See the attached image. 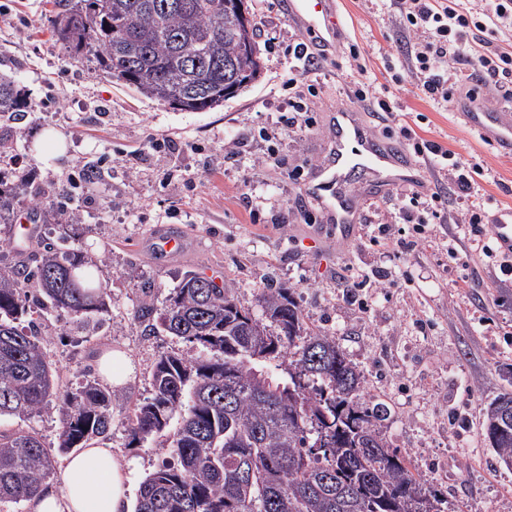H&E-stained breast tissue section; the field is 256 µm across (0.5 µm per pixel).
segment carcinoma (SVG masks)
<instances>
[{
    "label": "carcinoma",
    "instance_id": "cac0c4a2",
    "mask_svg": "<svg viewBox=\"0 0 512 512\" xmlns=\"http://www.w3.org/2000/svg\"><path fill=\"white\" fill-rule=\"evenodd\" d=\"M53 35L69 55H91L109 77L173 109H214L260 70L254 34L238 31L246 0H59ZM27 103L0 78V113L18 117ZM24 183L3 187L0 224ZM82 218L68 215L60 244L36 265L0 268V418L55 410L59 448H83L112 430L123 395L96 380L60 390L39 336L48 307L80 320L108 312V294L92 257L61 246ZM185 273L157 307L144 300L142 334L164 332L212 358L164 355L151 393L128 414L136 442L162 436L174 461L142 482L134 512H443L430 480L411 472L387 445L381 402L362 396L363 373L326 333H309L286 286L267 289L262 317L241 305L233 287ZM250 336L269 341L264 360L288 359V381L255 367ZM489 405L484 440L512 466V432L496 436ZM53 462L37 436L0 432V506L40 493Z\"/></svg>",
    "mask_w": 512,
    "mask_h": 512
}]
</instances>
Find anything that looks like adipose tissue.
Masks as SVG:
<instances>
[{"label":"adipose tissue","instance_id":"obj_1","mask_svg":"<svg viewBox=\"0 0 512 512\" xmlns=\"http://www.w3.org/2000/svg\"><path fill=\"white\" fill-rule=\"evenodd\" d=\"M133 480V461L90 445L65 462L32 512H128Z\"/></svg>","mask_w":512,"mask_h":512}]
</instances>
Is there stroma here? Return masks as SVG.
<instances>
[{
    "label": "stroma",
    "mask_w": 512,
    "mask_h": 512,
    "mask_svg": "<svg viewBox=\"0 0 512 512\" xmlns=\"http://www.w3.org/2000/svg\"><path fill=\"white\" fill-rule=\"evenodd\" d=\"M55 0H0V76L27 100L23 119L0 117V175L24 176L27 193L17 213L80 209L84 222L68 242L98 260L97 275L111 310L86 326L64 311L47 315L42 332L48 361L63 388L96 378L102 354L128 353L134 375L114 410L109 445L138 460L145 479L170 459L161 442H131L126 415L148 397L160 356L193 354L166 334L143 336L132 317L137 304H162L179 276L195 271L233 285L243 306L261 314L268 285L290 287L309 329L335 336L364 375L366 397L387 405L382 424L390 447L408 456L438 491L443 512H512V468L484 442L490 402L512 390V273L486 264L451 224L387 219L402 246L384 245L373 206L355 237L324 232L322 212L301 192L326 153L331 113L354 108L345 95L401 66L406 43L382 0H334L341 36L325 47L306 36L287 0H253L262 70L222 106L186 112L159 104L103 73L92 57H72L52 34ZM305 44L318 60L316 76L302 75L291 49ZM367 72L348 67L350 50ZM316 93L318 110L303 133L280 124L289 100ZM397 117L362 119L374 134L401 143L423 178L422 201L438 197L451 210L456 197L438 167L412 153L401 125L475 164V210L483 224L512 208V157L471 134L456 120L457 105L434 107L410 82H388L384 94ZM64 138L65 152L43 158L41 135ZM95 167L97 179L77 182ZM178 227L185 250L157 255L158 227ZM36 433L56 465L57 416L4 418L0 431Z\"/></svg>",
    "instance_id": "35a3bbf8"
}]
</instances>
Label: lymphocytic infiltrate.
Wrapping results in <instances>:
<instances>
[{
    "instance_id": "1",
    "label": "lymphocytic infiltrate",
    "mask_w": 512,
    "mask_h": 512,
    "mask_svg": "<svg viewBox=\"0 0 512 512\" xmlns=\"http://www.w3.org/2000/svg\"><path fill=\"white\" fill-rule=\"evenodd\" d=\"M408 39L405 72L439 105L495 107L502 80L512 77V0H390Z\"/></svg>"
}]
</instances>
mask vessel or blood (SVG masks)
Listing matches in <instances>:
<instances>
[{"label":"vessel or blood","instance_id":"obj_1","mask_svg":"<svg viewBox=\"0 0 512 512\" xmlns=\"http://www.w3.org/2000/svg\"><path fill=\"white\" fill-rule=\"evenodd\" d=\"M288 11L303 31L319 38L337 26L331 0H288ZM468 131L476 133L504 153H512V110L468 109L463 115ZM329 154L316 164L302 186V192L336 229V237L355 236L361 213L369 199L399 186H419L420 180L404 151L378 139L359 112H336L329 135ZM499 250L512 258V210L503 211L491 226ZM181 231L166 228L156 234L153 249L167 256L184 249Z\"/></svg>","mask_w":512,"mask_h":512}]
</instances>
